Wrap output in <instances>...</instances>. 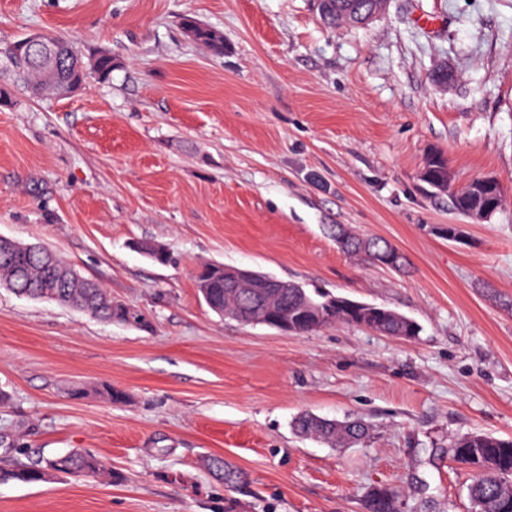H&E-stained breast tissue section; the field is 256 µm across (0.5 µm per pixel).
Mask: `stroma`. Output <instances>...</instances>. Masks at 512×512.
I'll return each mask as SVG.
<instances>
[{
    "instance_id": "35a3bbf8",
    "label": "stroma",
    "mask_w": 512,
    "mask_h": 512,
    "mask_svg": "<svg viewBox=\"0 0 512 512\" xmlns=\"http://www.w3.org/2000/svg\"><path fill=\"white\" fill-rule=\"evenodd\" d=\"M187 14L223 54L181 32ZM33 32L115 68L43 98L0 77V238L53 249L149 325L0 289V433L47 456L88 449L117 475L0 485V512H364L377 485L397 490L396 512H470L474 473L449 443L512 439V0H390L362 28L326 25L316 0H0V47ZM433 148L454 185L497 177L502 210L475 223L431 192ZM339 224L390 241L409 272L347 257ZM206 262L385 306L422 332L244 326L201 299ZM303 412L371 434L301 439ZM210 454L247 484L213 481Z\"/></svg>"
}]
</instances>
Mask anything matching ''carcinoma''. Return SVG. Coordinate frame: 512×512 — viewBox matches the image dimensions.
Wrapping results in <instances>:
<instances>
[{
	"mask_svg": "<svg viewBox=\"0 0 512 512\" xmlns=\"http://www.w3.org/2000/svg\"><path fill=\"white\" fill-rule=\"evenodd\" d=\"M371 0H330V7L321 15L331 27L344 24L345 17L355 6L366 10ZM182 28L191 33L192 40L208 50L224 52V38L210 28L186 16ZM11 71L26 85L29 92L41 96L52 90L45 81V66L40 59L21 54L0 52ZM114 63L112 54L100 51L83 62L79 54H61L57 66L62 81L83 86L90 81L99 83L111 79ZM448 157L441 151L428 154L421 180L440 192H450L453 209L466 217L473 209L490 217L504 204V189L478 190L475 183L450 190ZM336 243L351 257L377 266L381 257L394 250L386 268L402 272L409 265L407 256L381 237H368L336 225ZM196 280L206 283L201 289L206 302L235 317L263 320L267 317H285L293 333L308 334L336 323L364 325L369 329L401 339H414L421 328L414 320L385 306L355 305L347 298L321 290L308 291L290 281L288 288L274 297L263 295L261 288L224 287V269L220 264L200 266ZM0 283L11 284V292L33 299L52 297V301L85 312L105 322L142 326L146 316L136 309H128L112 302V294L94 279L82 276L75 268L47 249L39 254L16 247L12 242H0ZM294 431L314 438L330 447L357 443L369 436V427L356 419L350 426H341L337 420L303 413L294 422ZM453 460L475 472L468 487L472 512H512V441L485 433L467 434L451 444ZM204 469L215 481L226 486L242 484L245 473L224 457L210 455L203 461ZM57 475L72 478L104 477L115 480L112 469L94 454L72 449L63 454L32 458L28 446L17 435L0 434V485L9 483L35 484L46 482ZM397 492L388 486H374L364 496L365 512H395Z\"/></svg>",
	"mask_w": 512,
	"mask_h": 512,
	"instance_id": "obj_1",
	"label": "carcinoma"
}]
</instances>
